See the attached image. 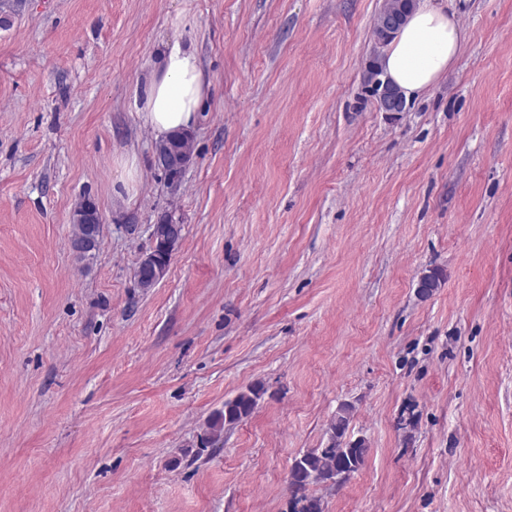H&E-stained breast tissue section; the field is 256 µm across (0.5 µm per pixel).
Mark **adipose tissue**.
Segmentation results:
<instances>
[{
    "instance_id": "ef3b65f1",
    "label": "adipose tissue",
    "mask_w": 512,
    "mask_h": 512,
    "mask_svg": "<svg viewBox=\"0 0 512 512\" xmlns=\"http://www.w3.org/2000/svg\"><path fill=\"white\" fill-rule=\"evenodd\" d=\"M465 39L455 13L420 0L388 45L381 66L386 77L412 98L435 84L453 64ZM209 84L194 46L174 44L157 51L143 87L144 117L155 140L195 126Z\"/></svg>"
}]
</instances>
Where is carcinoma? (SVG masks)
<instances>
[{"label": "carcinoma", "instance_id": "1", "mask_svg": "<svg viewBox=\"0 0 512 512\" xmlns=\"http://www.w3.org/2000/svg\"><path fill=\"white\" fill-rule=\"evenodd\" d=\"M442 280L441 270H428L421 278L420 294H430L441 286ZM265 393L263 385L255 384L224 401L223 408L211 415L199 436L197 455L219 448L224 427L250 416ZM351 412V405L341 404L328 425L325 447L310 448L293 459L288 474L289 512H324L322 499L312 494L310 487L320 483L334 484L340 477L346 481L365 463L369 448L365 439L351 437Z\"/></svg>", "mask_w": 512, "mask_h": 512}]
</instances>
